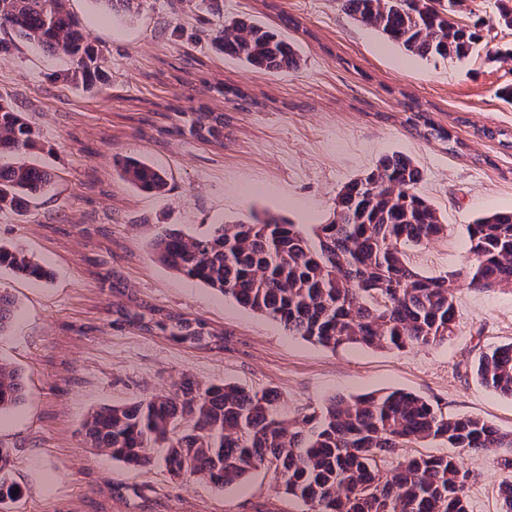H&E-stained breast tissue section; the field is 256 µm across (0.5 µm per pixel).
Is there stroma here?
I'll list each match as a JSON object with an SVG mask.
<instances>
[{"instance_id": "stroma-1", "label": "stroma", "mask_w": 512, "mask_h": 512, "mask_svg": "<svg viewBox=\"0 0 512 512\" xmlns=\"http://www.w3.org/2000/svg\"><path fill=\"white\" fill-rule=\"evenodd\" d=\"M103 58L97 88L63 82L69 59L20 41L0 53V96L21 103L36 127L21 160L54 176L25 215L0 213V241L54 270L51 283L0 270V289L18 302L0 333V361L18 367L27 395L0 414V443L14 451L23 490L12 512H307L279 493L274 472L255 471L215 491L174 479L163 466L133 469L88 448L93 410L173 391L182 375L202 383L272 390L294 419L330 398L403 390L445 414L477 416L512 431V398L481 384L482 352L512 343V288H476L468 224L512 211V31L497 0H464L457 21L481 39L463 59L422 58L345 14L338 0H143L113 18L102 0H70ZM276 28L300 56L270 73L224 56L214 37L228 18ZM417 100L458 139L456 150L408 121ZM224 115V145L160 133L167 113L199 106ZM495 138L485 137V130ZM408 156L418 191L448 232L407 248L420 273L458 274L456 327L447 342L403 350L326 348L288 335L276 322L159 264L150 242L163 227L206 234L211 225L269 211L309 227L328 223L339 192L385 155ZM132 156L163 170L164 194L123 181ZM103 256L128 293L153 306L206 319L224 330V351L197 350L133 327L112 325V293L89 260ZM473 472L469 512H499V485L512 479L496 457L459 453Z\"/></svg>"}]
</instances>
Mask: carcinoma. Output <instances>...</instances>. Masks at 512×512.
I'll use <instances>...</instances> for the list:
<instances>
[{"label": "carcinoma", "instance_id": "1", "mask_svg": "<svg viewBox=\"0 0 512 512\" xmlns=\"http://www.w3.org/2000/svg\"><path fill=\"white\" fill-rule=\"evenodd\" d=\"M69 0H0V52L15 41L72 58L66 82L93 88L101 56L89 43ZM112 14L140 9L142 0H102ZM350 16L421 57L464 58L480 39L452 18L463 0H340ZM224 55L269 72L295 69L299 57L281 34L249 18L224 22L216 34ZM172 128L197 141L224 146V113L180 112ZM34 122L22 107L0 99V155L30 146ZM122 177L161 194V170L130 158ZM422 179L410 158L383 157L365 177L346 185L333 219L307 234L281 217L254 215L217 224L193 237L161 228L150 247L167 269L234 299L278 322L290 336L336 349L365 345L400 350L448 340L455 323L457 277H429L406 260L402 247L448 232L436 209L416 191ZM52 182L33 163L0 164V212L21 215ZM475 262L467 270L477 288H512V212L467 225ZM0 268L48 283L52 271L23 249L0 244ZM15 302L0 289V334ZM113 323L167 336L194 348L224 350V331L199 318L133 298L114 304ZM477 374L512 397V344L481 355ZM25 397L21 371L0 363V412ZM88 447L132 468L161 464L174 477L202 480L221 492L261 466L275 465L284 494L310 512H468L469 472L448 454L412 458L395 471L384 462L410 444L439 440L465 453L496 456L512 470V432L475 416H447L412 393H369L329 400L321 413L287 420L278 396L232 383L202 384L184 376L167 395L107 405L83 423ZM162 452H157V449ZM13 451L0 448V512L20 497Z\"/></svg>", "mask_w": 512, "mask_h": 512}]
</instances>
